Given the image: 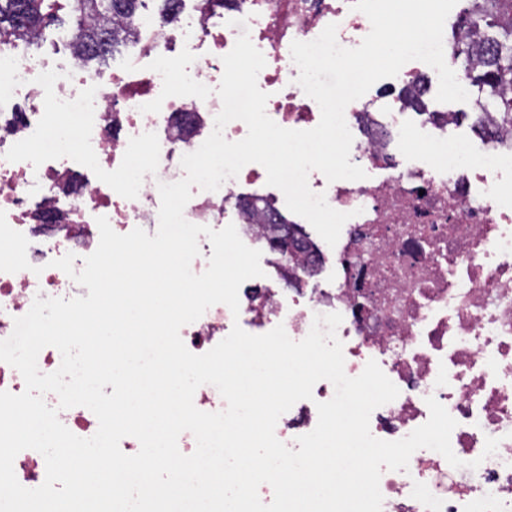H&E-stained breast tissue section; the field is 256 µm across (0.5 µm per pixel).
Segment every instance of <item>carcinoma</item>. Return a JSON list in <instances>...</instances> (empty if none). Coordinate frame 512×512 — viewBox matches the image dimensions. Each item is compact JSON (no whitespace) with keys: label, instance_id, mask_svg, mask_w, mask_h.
<instances>
[{"label":"carcinoma","instance_id":"carcinoma-1","mask_svg":"<svg viewBox=\"0 0 512 512\" xmlns=\"http://www.w3.org/2000/svg\"><path fill=\"white\" fill-rule=\"evenodd\" d=\"M143 0H0V39H14L36 44L34 36L54 26L79 32L81 59L95 72L106 63L117 47L138 38L140 7ZM464 26L484 25L500 30L485 68L471 65V57L481 52L474 43L461 47L457 55L463 71L484 98L497 105L502 119L512 122V96L505 87L512 84V6L505 0H492L482 15L468 12ZM270 251L276 255L275 266L288 274L291 264H299L311 243L302 227L290 225L283 217L264 225L261 233Z\"/></svg>","mask_w":512,"mask_h":512}]
</instances>
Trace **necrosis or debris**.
<instances>
[{
    "label": "necrosis or debris",
    "mask_w": 512,
    "mask_h": 512,
    "mask_svg": "<svg viewBox=\"0 0 512 512\" xmlns=\"http://www.w3.org/2000/svg\"><path fill=\"white\" fill-rule=\"evenodd\" d=\"M353 0H194L179 7L176 31L140 23L141 48L128 67H65L0 43V211L29 242L30 269L0 272V340L34 299L87 296L52 260L74 254L75 270L99 244L97 217L120 234L159 227V183L182 179L183 155L214 129L222 58L249 33L266 65L258 75L267 115L279 126H317L318 104L297 84L293 41H311L336 24L337 41L357 47L369 19ZM430 68H402L403 97L369 90L345 109L350 154L365 179L308 184L335 210L349 213L332 249V288H243L239 310L210 307L180 336L208 352L233 325L261 335L284 326L295 341L315 315L341 313L337 336L344 370L362 373L376 360L399 396L375 409L370 431L395 441L429 418L435 397L456 420L451 447L464 465L438 452L415 451L407 470H383L382 512H512V127L475 103L481 146L449 137L455 112L433 111L416 123L402 117L427 97ZM250 163L217 191L192 187L184 217L196 225L244 224L243 203L278 206L279 189L244 195L266 183ZM335 393L315 384L313 397L283 414L276 437L294 446L318 421L317 403ZM498 439L485 455L486 438Z\"/></svg>",
    "instance_id": "1"
}]
</instances>
